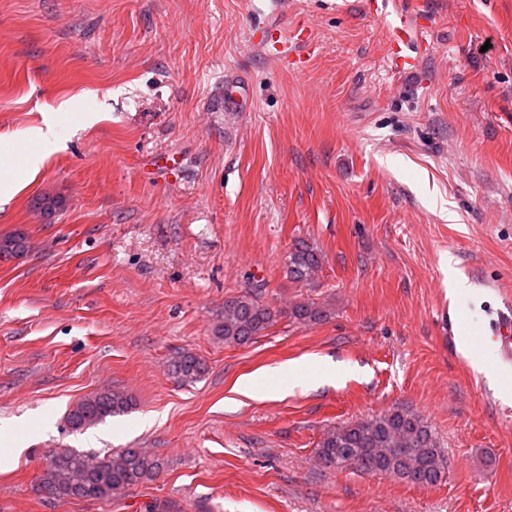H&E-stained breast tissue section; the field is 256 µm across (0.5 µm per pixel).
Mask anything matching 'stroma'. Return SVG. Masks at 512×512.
<instances>
[{
    "label": "stroma",
    "mask_w": 512,
    "mask_h": 512,
    "mask_svg": "<svg viewBox=\"0 0 512 512\" xmlns=\"http://www.w3.org/2000/svg\"><path fill=\"white\" fill-rule=\"evenodd\" d=\"M367 2L0 0V137L79 100L0 205L27 239L0 258V439L25 449L0 512H512V365L484 340L512 304V0H388L426 22L406 72ZM269 24L289 65L250 40ZM299 238L313 287L286 275ZM246 293L282 315L225 345ZM300 301L327 319L284 317ZM296 361L288 393L254 387ZM107 389L136 406L93 445L64 416ZM396 407L443 443L437 485L319 463L328 429ZM60 447L168 465L54 500L35 479ZM323 267V255L305 240H296L288 253L287 275L298 284H311ZM173 374L182 382L199 380L207 371L205 362L190 352H180L170 361Z\"/></svg>",
    "instance_id": "1"
}]
</instances>
